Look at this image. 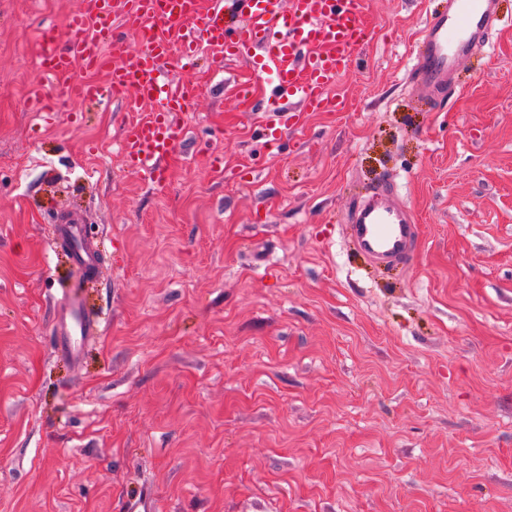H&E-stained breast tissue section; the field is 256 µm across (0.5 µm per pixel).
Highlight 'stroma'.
<instances>
[{
    "label": "stroma",
    "mask_w": 512,
    "mask_h": 512,
    "mask_svg": "<svg viewBox=\"0 0 512 512\" xmlns=\"http://www.w3.org/2000/svg\"><path fill=\"white\" fill-rule=\"evenodd\" d=\"M81 6L0 0V512H512V0L441 103L411 71L446 0H366L340 110L277 146L265 87L203 48L161 188L122 150L153 105L36 67ZM384 181L420 224L402 267L348 236ZM75 286L105 331L73 357L51 336ZM77 223H79L78 220H71L70 223L63 225L60 229V241L64 245L70 242L77 243L78 247L73 256L75 261H82L94 267L96 264L94 253L83 238L82 227Z\"/></svg>",
    "instance_id": "35a3bbf8"
}]
</instances>
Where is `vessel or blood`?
Returning <instances> with one entry per match:
<instances>
[{"instance_id": "vessel-or-blood-1", "label": "vessel or blood", "mask_w": 512, "mask_h": 512, "mask_svg": "<svg viewBox=\"0 0 512 512\" xmlns=\"http://www.w3.org/2000/svg\"><path fill=\"white\" fill-rule=\"evenodd\" d=\"M498 20L496 0H448L446 10L428 17L424 51L412 69L415 93L434 100L450 97L458 65L487 45ZM118 23L139 37L142 51L131 52L113 37ZM68 27L62 49L55 29L44 30L40 72L62 83L78 66L101 71L109 77L112 98L160 102V110L127 125L122 137L129 167L157 184L186 136L176 115L198 96L193 84L170 74L169 64L189 65L204 44L246 61L273 85L277 105L262 120L273 135L296 126L297 113L339 107L330 91L370 37L364 0H83ZM283 99L288 102L284 108L279 105ZM348 234L364 255L390 267L409 261L419 224L412 208L384 183L353 206ZM60 241L76 243L75 260L95 265L77 222L63 225ZM98 331L97 320L71 299L57 325V345L76 354V336Z\"/></svg>"}]
</instances>
